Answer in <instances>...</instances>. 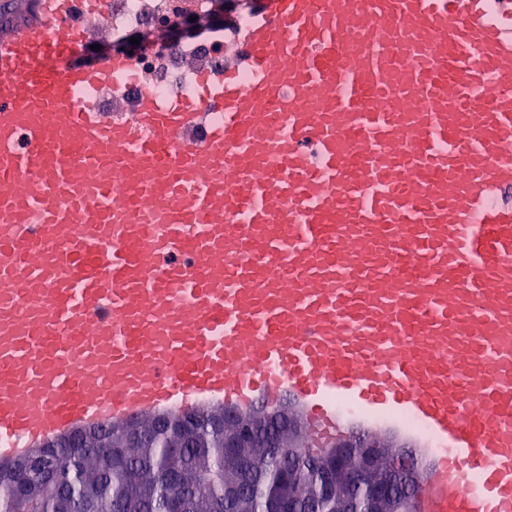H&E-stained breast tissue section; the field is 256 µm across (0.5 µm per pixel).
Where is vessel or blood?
Returning a JSON list of instances; mask_svg holds the SVG:
<instances>
[{
    "mask_svg": "<svg viewBox=\"0 0 512 512\" xmlns=\"http://www.w3.org/2000/svg\"><path fill=\"white\" fill-rule=\"evenodd\" d=\"M112 28L0 25V459L286 410L512 512V0H225L173 99Z\"/></svg>",
    "mask_w": 512,
    "mask_h": 512,
    "instance_id": "obj_1",
    "label": "vessel or blood"
}]
</instances>
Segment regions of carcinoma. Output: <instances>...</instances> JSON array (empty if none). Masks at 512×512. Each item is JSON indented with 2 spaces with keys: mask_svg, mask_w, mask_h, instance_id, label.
I'll list each match as a JSON object with an SVG mask.
<instances>
[{
  "mask_svg": "<svg viewBox=\"0 0 512 512\" xmlns=\"http://www.w3.org/2000/svg\"><path fill=\"white\" fill-rule=\"evenodd\" d=\"M222 414L221 409L203 411L199 448L178 442L163 428L152 429L149 440L127 448L128 426L109 425L112 447L122 448L119 458H108L93 434L80 447L51 448L47 456L29 458L23 479L41 512H56L61 494L69 512H170L175 500L181 502V512H273L271 487L287 475L296 487V512H338L336 498L320 492L323 455L306 448L301 431L286 447L263 454L241 501H225L224 484L239 475L224 467L222 437L210 427V417ZM25 508L18 485L0 478V512Z\"/></svg>",
  "mask_w": 512,
  "mask_h": 512,
  "instance_id": "obj_1",
  "label": "carcinoma"
}]
</instances>
